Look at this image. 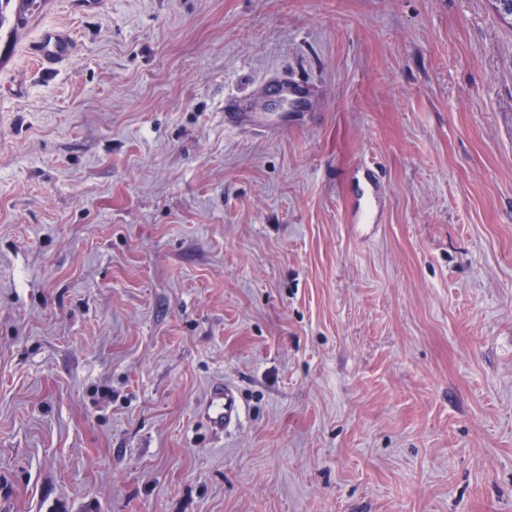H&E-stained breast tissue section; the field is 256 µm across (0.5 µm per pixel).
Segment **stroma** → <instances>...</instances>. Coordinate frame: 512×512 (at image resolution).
<instances>
[{
    "label": "stroma",
    "mask_w": 512,
    "mask_h": 512,
    "mask_svg": "<svg viewBox=\"0 0 512 512\" xmlns=\"http://www.w3.org/2000/svg\"><path fill=\"white\" fill-rule=\"evenodd\" d=\"M492 3L25 13L0 41V512H512ZM56 29L74 50L41 68ZM275 76L313 110L260 94ZM229 94L279 130L225 129ZM216 381L242 408L221 432ZM240 412L237 396L229 384L216 382L210 387L201 414L212 427L224 430L239 419Z\"/></svg>",
    "instance_id": "35a3bbf8"
}]
</instances>
